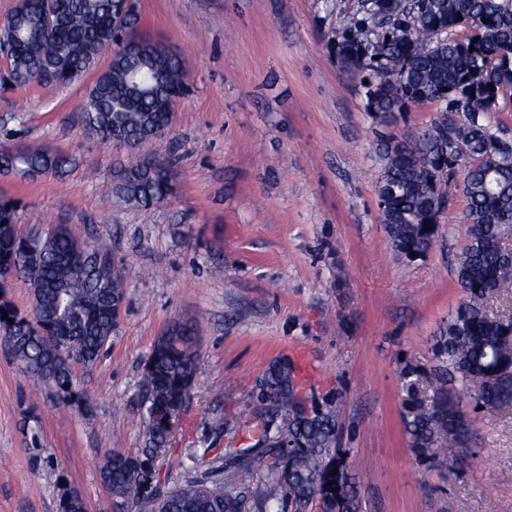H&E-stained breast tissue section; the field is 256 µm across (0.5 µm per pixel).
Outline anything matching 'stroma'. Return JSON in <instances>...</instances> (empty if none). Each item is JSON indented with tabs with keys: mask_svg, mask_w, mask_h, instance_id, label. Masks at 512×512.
Listing matches in <instances>:
<instances>
[{
	"mask_svg": "<svg viewBox=\"0 0 512 512\" xmlns=\"http://www.w3.org/2000/svg\"><path fill=\"white\" fill-rule=\"evenodd\" d=\"M358 2L136 0L139 33L188 62L169 132L141 148L176 185L148 211L114 191L127 149L79 118L93 74L0 85V144L77 160L61 178H0L19 234L64 224L104 244L125 293L99 360L74 368L81 400L32 391L0 347V512H58L69 490L87 512H112L100 464L143 448L144 367L177 325L191 330L197 384L155 460L162 484L225 447L216 421L247 410L269 363L287 359L310 402L342 398L361 512H512V407L471 413L469 454L447 471L420 463L405 431L408 384L432 396L434 338L463 298L466 198L451 188L425 259L395 257L376 192L383 128L332 53Z\"/></svg>",
	"mask_w": 512,
	"mask_h": 512,
	"instance_id": "stroma-1",
	"label": "stroma"
}]
</instances>
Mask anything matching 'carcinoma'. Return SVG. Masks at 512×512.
<instances>
[{
    "label": "carcinoma",
    "mask_w": 512,
    "mask_h": 512,
    "mask_svg": "<svg viewBox=\"0 0 512 512\" xmlns=\"http://www.w3.org/2000/svg\"><path fill=\"white\" fill-rule=\"evenodd\" d=\"M113 0H59L54 31L47 33L39 0H17L11 13L13 83L66 86L92 69L107 47H116L107 69L98 74L81 104L87 132L135 149L163 136L171 125L166 104L186 86L183 60L161 53L155 41L138 35L135 49L113 45ZM392 23L374 24L373 14L347 17L336 33V61L365 81V107L372 119L390 125L396 113L426 102L447 104L412 138L388 147L379 140L383 167L377 195L391 248L403 261L427 255L438 234L435 202L448 193L452 178L468 180L464 243L457 280L464 299L448 316L432 345L434 374L453 385L435 389L428 402L411 400L406 433L418 460L437 469L458 464L468 438L461 432L467 409L495 411L512 404V340L506 326L488 314V300L512 288V268L501 255L506 225H512V164L488 157L491 130L485 108L512 99V0H428L410 13L409 0H383ZM489 23H484L483 19ZM470 34L455 37L458 28ZM475 50H470V47ZM379 59H374V56ZM466 95L470 111L454 121L449 104ZM73 157L40 145L0 146V174L62 177ZM116 191L143 209L164 204L173 194L169 167L136 159L121 168ZM0 288L21 278L32 292V315L22 316L0 300V337L16 338L13 356L33 383L56 389L59 399H79L72 371L100 357L112 336L117 299L112 297V257L103 245L78 239L65 224L44 236L21 237L15 204L0 197ZM430 230H424V226ZM7 318H1V315ZM189 330L173 328L154 345L144 368L148 418L145 448L135 456L109 450L100 479L117 512H359L339 448V398L321 406L303 405L300 380L286 360H275L257 384V400L245 413L224 417L218 432L239 448H226L206 478L161 488L150 458L166 447L176 420L197 381V354L188 352ZM269 399L280 420L270 431ZM272 459L255 489L242 487V473ZM336 475H331L332 471ZM61 512H86L84 499L68 491Z\"/></svg>",
    "instance_id": "obj_1"
}]
</instances>
